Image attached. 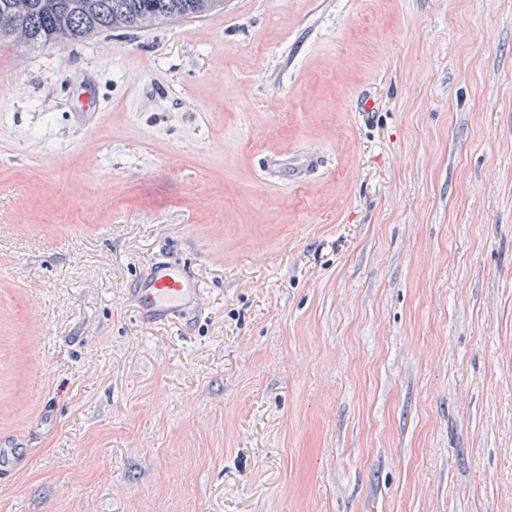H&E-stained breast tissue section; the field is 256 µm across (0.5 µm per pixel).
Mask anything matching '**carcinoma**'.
<instances>
[{
	"instance_id": "cac0c4a2",
	"label": "carcinoma",
	"mask_w": 512,
	"mask_h": 512,
	"mask_svg": "<svg viewBox=\"0 0 512 512\" xmlns=\"http://www.w3.org/2000/svg\"><path fill=\"white\" fill-rule=\"evenodd\" d=\"M222 6L224 0H0V39L19 36L51 48L104 30L199 18Z\"/></svg>"
}]
</instances>
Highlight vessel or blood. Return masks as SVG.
Instances as JSON below:
<instances>
[{
    "label": "vessel or blood",
    "mask_w": 512,
    "mask_h": 512,
    "mask_svg": "<svg viewBox=\"0 0 512 512\" xmlns=\"http://www.w3.org/2000/svg\"><path fill=\"white\" fill-rule=\"evenodd\" d=\"M137 307L144 318L154 321L177 319L190 304L199 303L201 290L185 267L162 262L135 289Z\"/></svg>",
    "instance_id": "b4317fda"
}]
</instances>
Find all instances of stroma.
I'll return each instance as SVG.
<instances>
[{
    "label": "stroma",
    "mask_w": 512,
    "mask_h": 512,
    "mask_svg": "<svg viewBox=\"0 0 512 512\" xmlns=\"http://www.w3.org/2000/svg\"><path fill=\"white\" fill-rule=\"evenodd\" d=\"M0 445V512H512V0L0 43ZM134 291L140 314L154 321L177 319L187 305L197 306L201 299L200 286L190 272L172 262L159 263Z\"/></svg>",
    "instance_id": "35a3bbf8"
}]
</instances>
